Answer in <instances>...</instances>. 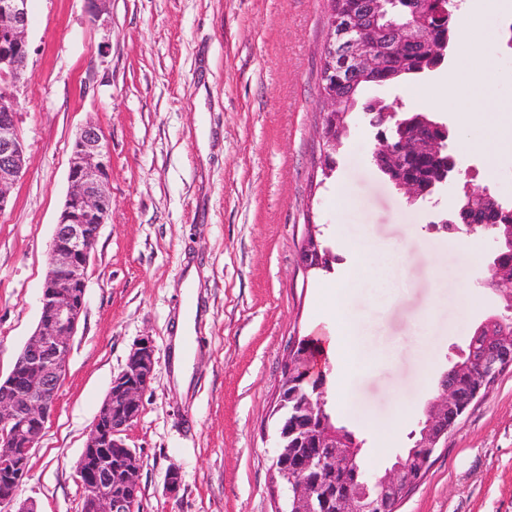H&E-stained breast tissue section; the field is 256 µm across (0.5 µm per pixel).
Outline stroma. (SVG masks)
<instances>
[{
	"instance_id": "stroma-1",
	"label": "stroma",
	"mask_w": 512,
	"mask_h": 512,
	"mask_svg": "<svg viewBox=\"0 0 512 512\" xmlns=\"http://www.w3.org/2000/svg\"><path fill=\"white\" fill-rule=\"evenodd\" d=\"M327 0H30L26 79L17 124L26 168L0 213V377L40 318L55 224L70 187L73 141L87 123L112 154V211L91 254L85 308L54 416L32 452L22 499L38 512H80L76 473L88 432L133 345L151 338L153 381L125 442L140 459L139 512H274L271 465L275 393L293 347L311 341L323 290L354 267L340 240L370 229L405 246L407 280L383 303L370 287L351 293L361 355L315 364L337 420L364 439L366 473L384 474L409 448L436 381L420 390L423 360L451 368L505 302L483 287L492 263L457 249L436 229L463 201V185L512 203V154L495 179L460 146L447 110L448 151L460 174L431 200L412 203L375 167L371 117L354 109L322 171V49ZM500 17L481 18L474 62L496 59L487 85L512 102V50L494 40ZM437 72L369 86L363 99L415 111ZM353 205L338 211L337 182ZM336 260L306 270L309 234ZM196 269L199 315L192 380H172L183 283ZM475 305L463 310L459 274ZM431 310L429 327L415 330ZM345 400H337V386ZM374 427H367L366 419ZM177 470L180 487L166 491ZM397 512H512V368L449 430L423 480Z\"/></svg>"
}]
</instances>
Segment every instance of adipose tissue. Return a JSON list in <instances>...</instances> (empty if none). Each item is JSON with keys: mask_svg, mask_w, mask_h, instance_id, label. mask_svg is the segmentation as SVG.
<instances>
[{"mask_svg": "<svg viewBox=\"0 0 512 512\" xmlns=\"http://www.w3.org/2000/svg\"><path fill=\"white\" fill-rule=\"evenodd\" d=\"M474 28L472 14L460 12L457 16V31L461 37L463 60L455 69L449 71L441 96L453 107L458 127L464 133L461 140L463 147L481 154L486 174L492 177L498 172L500 155L507 151L512 152V113L489 108L478 94L479 89L486 85V71L465 62L466 56L473 51L470 35ZM476 113L483 114L492 129L491 138L482 143L473 142L465 136L472 116ZM348 245L357 255L359 266L349 281L328 289L320 302L327 318L335 321L338 326L337 331L325 336L320 334L315 338L318 355L330 360L355 356L360 349L361 338L349 320L350 292L365 283L379 280L385 281L390 287H400L407 263L405 247L382 246L368 231L362 236L349 239Z\"/></svg>", "mask_w": 512, "mask_h": 512, "instance_id": "ef3b65f1", "label": "adipose tissue"}]
</instances>
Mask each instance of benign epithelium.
I'll return each instance as SVG.
<instances>
[{"label":"benign epithelium","instance_id":"7a95c632","mask_svg":"<svg viewBox=\"0 0 512 512\" xmlns=\"http://www.w3.org/2000/svg\"><path fill=\"white\" fill-rule=\"evenodd\" d=\"M29 0H0V212L10 201V191L22 176L25 147L16 122L19 109L17 88L24 79L29 57L27 40ZM429 0H413L406 13L393 11L391 0H352L350 6L332 19L328 41L323 47L321 83L336 87L343 73L363 80L379 72L387 57L407 42L406 35L419 31L430 14ZM375 15L363 23L365 10ZM322 138L326 147L336 149L346 131L343 118L353 109L344 98L323 93ZM379 128L373 158L394 175L398 189L415 203L429 199L437 185L455 171L456 161L448 153L447 138L424 137L406 131L395 112H382L372 121ZM428 157L438 165L416 172L413 162ZM112 155L101 131L94 125L77 134L69 158L70 188L49 245L48 269L40 296L38 326L17 357L10 373L0 378V469L13 476V489L0 498V507L19 505L18 512H37L29 500L18 502L25 478V461L45 433L55 412L58 392L67 374L73 337L85 308L86 269L102 224L112 210L108 182ZM492 216L482 224L512 228V208L503 207L487 193L469 195L448 227L455 233L477 225L473 216ZM303 265L312 269L320 262L318 242H306ZM497 319L481 324L476 337L485 338L486 348L478 363L467 373L473 385L467 397L458 389L443 385L428 403L423 427V447L433 457L448 431L465 410L483 394L485 384L498 378L512 365V343L491 336ZM155 370V346L144 337L131 348L123 369L113 377L109 394L94 419L78 466L83 489L82 512H135L140 488V463L123 435L138 419L143 396ZM311 372L309 357L288 356V385ZM291 434L276 435L278 473L285 479L286 512H320L318 505L333 512H394L419 482L426 465L416 470L400 460L380 477L365 478L356 485L348 480L356 465L358 448H346L326 439L322 446L333 457L321 454L297 455L288 447ZM110 448H123V480L126 492H112Z\"/></svg>","mask_w":512,"mask_h":512}]
</instances>
